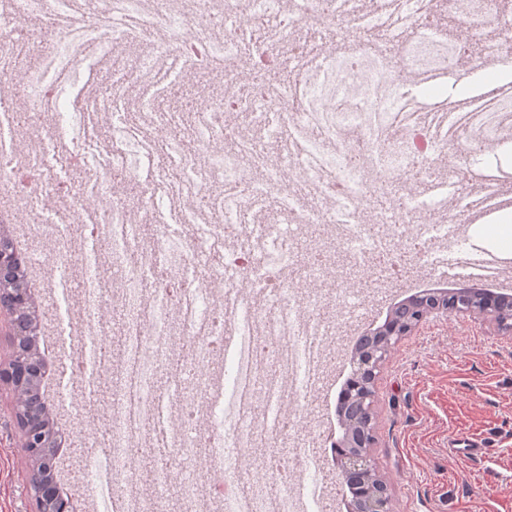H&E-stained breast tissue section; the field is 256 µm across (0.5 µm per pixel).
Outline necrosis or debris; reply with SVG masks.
<instances>
[{"instance_id": "1", "label": "necrosis or debris", "mask_w": 512, "mask_h": 512, "mask_svg": "<svg viewBox=\"0 0 512 512\" xmlns=\"http://www.w3.org/2000/svg\"><path fill=\"white\" fill-rule=\"evenodd\" d=\"M499 0H467L460 38L430 27L432 0H0V85L30 105L26 116L0 111V192L58 206L37 224L42 250L30 264L48 267V288L78 278L81 323L70 326L65 372L118 366L105 403L111 495L94 512H163L177 488L185 512H205L197 476L207 466L224 478L222 512H334L323 434L309 409L331 386L338 345L319 288L327 271L311 257L300 293L293 257L313 230L328 231L346 255L389 252L395 241L432 269L450 238H462L477 195L408 187L447 155L474 154L512 138V98L474 112L423 105L426 73L460 64L465 44L496 29L473 67L512 57V17ZM342 19L371 42L306 46V20ZM39 20L60 34L42 54ZM272 60L289 81L244 83L243 51ZM224 64V91L196 98L193 118L167 104L192 71ZM246 113L250 131L231 135L226 117ZM32 125L37 150L20 153L19 120ZM279 141L271 159L263 139ZM228 141L216 151L212 145ZM84 176L80 186L70 169ZM52 170L48 182L18 189L15 175ZM142 188L124 205L108 172ZM400 205L371 210L375 186ZM274 207L280 220L255 217ZM108 240L112 264L98 273L94 241ZM122 308L118 359H111L102 312ZM191 340L184 359L175 343ZM234 356L225 359L224 345ZM180 360V376L160 388L157 375ZM165 457L141 481V446ZM260 470L241 462L256 449Z\"/></svg>"}]
</instances>
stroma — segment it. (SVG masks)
<instances>
[{
    "label": "stroma",
    "mask_w": 512,
    "mask_h": 512,
    "mask_svg": "<svg viewBox=\"0 0 512 512\" xmlns=\"http://www.w3.org/2000/svg\"><path fill=\"white\" fill-rule=\"evenodd\" d=\"M478 167L500 169L505 181L512 182V140L470 158H453L440 173ZM313 252L326 256L336 283L369 287L372 271L352 266L335 244L317 233L298 258L307 261ZM462 285L450 276L407 267L385 306L369 311L362 322L343 323L337 382H344L350 372L348 359L362 324H382L391 306L423 290ZM59 382L60 366L55 363L44 379V393L51 396L54 417L66 433L57 450L58 476L64 489L84 503L89 495L80 489V428L55 397ZM377 388L373 455L399 512H512V335H498L480 319H429L399 343ZM456 435L481 441L485 455L470 460L449 455L448 440ZM20 440L12 394L0 385V512L34 508L25 488L29 460Z\"/></svg>",
    "instance_id": "obj_1"
}]
</instances>
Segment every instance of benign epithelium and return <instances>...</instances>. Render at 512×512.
<instances>
[{"label":"benign epithelium","mask_w":512,"mask_h":512,"mask_svg":"<svg viewBox=\"0 0 512 512\" xmlns=\"http://www.w3.org/2000/svg\"><path fill=\"white\" fill-rule=\"evenodd\" d=\"M19 259L6 247H0V314L10 325L12 352L5 366L0 367V384H6L13 395L14 419L21 432V447L31 462L26 477V490L34 502L33 512H80L77 499L64 497L56 481V448L61 441L57 426L41 418L45 408L37 383L44 377L45 365L40 351L33 346L39 337L41 317L36 310L31 288L14 286ZM414 313L412 321L389 316L374 328L373 334L383 342L352 360V370L336 403L341 407L355 403L360 407L357 418L347 428L349 449L336 456V467L357 485L352 512H393V499L382 478L371 482L377 472L372 448L376 447L374 408L378 394L377 382L390 353L401 340L432 317L482 318L497 332L512 335V294L487 290L476 297L460 290L426 291L413 295L407 302Z\"/></svg>","instance_id":"benign-epithelium-1"}]
</instances>
